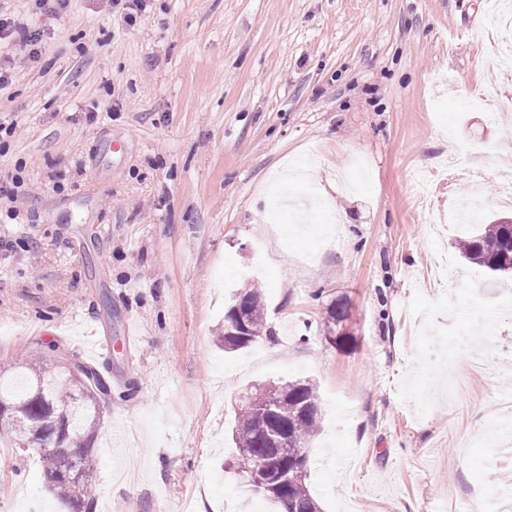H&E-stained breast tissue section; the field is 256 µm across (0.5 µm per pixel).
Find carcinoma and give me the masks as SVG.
<instances>
[{"label": "carcinoma", "mask_w": 512, "mask_h": 512, "mask_svg": "<svg viewBox=\"0 0 512 512\" xmlns=\"http://www.w3.org/2000/svg\"><path fill=\"white\" fill-rule=\"evenodd\" d=\"M512 232L490 215L482 217L472 233L460 237L457 249L466 262L479 266L492 276L512 274L505 266V253L512 251L509 238ZM247 306L248 331L245 336L227 332L219 337L224 351L247 348L271 336L266 326L262 293L250 288L244 294ZM107 391L98 371L83 363L72 364L62 357L48 355L24 371L13 367L10 375L0 373V402L9 404L17 415L28 423H50L58 416L67 422L62 447L69 454L53 450L57 437L46 430L35 443L43 463L48 488L66 503L68 512H94V483L96 455L94 444L101 422L100 394ZM241 407L235 413L232 441L236 458L262 459L275 453L270 443L258 432L252 410L272 405L285 423L288 435L296 441L298 455L288 457L286 469H298L292 480L273 495L262 489L256 494L275 502L285 512H321L307 484V454L305 448L319 433L322 420L321 403L315 386L306 380L289 384H258L250 387L240 398ZM73 457L81 474L76 483L63 475L66 456Z\"/></svg>", "instance_id": "carcinoma-1"}]
</instances>
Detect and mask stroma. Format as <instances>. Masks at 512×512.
<instances>
[{
  "label": "stroma",
  "instance_id": "stroma-1",
  "mask_svg": "<svg viewBox=\"0 0 512 512\" xmlns=\"http://www.w3.org/2000/svg\"><path fill=\"white\" fill-rule=\"evenodd\" d=\"M512 0H112L0 42V367L107 369L94 512H271L234 466L235 398L311 381L322 512H512V291L462 266L455 151L512 170ZM270 339L227 353L236 293ZM343 307L333 320L334 307ZM137 337L126 343L127 322ZM111 341L94 356L91 336ZM0 512H67L0 436ZM14 33H17L20 36L21 42L28 47L27 56L30 60L39 55L40 44L42 41L40 33L21 27L10 17L2 18V15H0V39L2 37H10Z\"/></svg>",
  "mask_w": 512,
  "mask_h": 512
}]
</instances>
